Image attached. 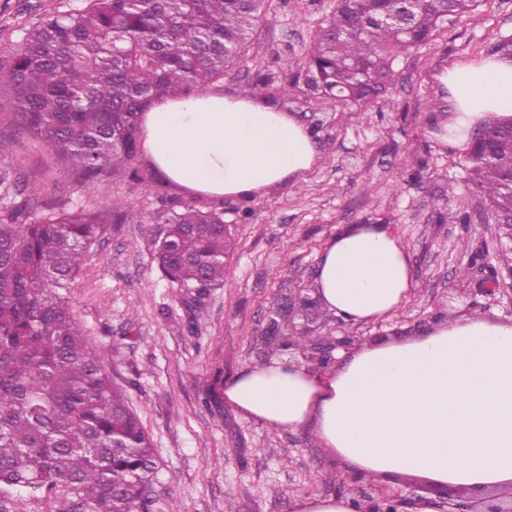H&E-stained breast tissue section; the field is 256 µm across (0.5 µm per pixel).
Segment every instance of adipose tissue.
<instances>
[{
  "mask_svg": "<svg viewBox=\"0 0 512 512\" xmlns=\"http://www.w3.org/2000/svg\"><path fill=\"white\" fill-rule=\"evenodd\" d=\"M442 81L454 101L443 140L462 146L487 114L512 118V59L488 57ZM143 124L158 169L212 197L301 180L317 160L310 129L248 96L164 98ZM313 286L323 312L348 325L399 313L416 290L408 251L384 224L333 234ZM340 358L326 371L277 355L230 380L224 397L266 427H310L368 479L419 478L470 494L512 485V323L443 318L420 338L366 341Z\"/></svg>",
  "mask_w": 512,
  "mask_h": 512,
  "instance_id": "adipose-tissue-1",
  "label": "adipose tissue"
}]
</instances>
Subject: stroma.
Masks as SVG:
<instances>
[{
	"label": "stroma",
	"instance_id": "obj_1",
	"mask_svg": "<svg viewBox=\"0 0 512 512\" xmlns=\"http://www.w3.org/2000/svg\"><path fill=\"white\" fill-rule=\"evenodd\" d=\"M85 0H0V53L47 14L82 8ZM336 0H265L243 58L215 90L247 95L257 74L273 84L299 69ZM512 36V0H480L425 45L400 56L386 94L339 105L302 94L273 96L316 138L318 159L299 182L286 181L250 198L192 195L167 199L123 175L84 183L42 143L17 129L13 99L0 89V211L113 212L102 238L63 294L114 386L123 390L159 455L151 512H293L312 494L354 497L364 479L322 448L311 429L273 430L224 398L244 369L266 363L262 337L275 305L312 285L316 255L346 224H387L402 239L417 283L397 315L362 326L325 322L324 333L358 341L408 339L431 328L445 296L461 289L458 316L512 320V250L471 187L467 150L434 131L453 103L442 75L481 61ZM369 181L372 191L360 190ZM224 212L237 246L223 282L198 290L170 281L155 261L164 215L181 202ZM468 213L448 224L446 207ZM468 269L460 280V269ZM501 289L477 291L489 275ZM0 512H91L70 490L48 496L0 486Z\"/></svg>",
	"mask_w": 512,
	"mask_h": 512
}]
</instances>
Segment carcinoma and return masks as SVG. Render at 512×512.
<instances>
[{"instance_id":"obj_1","label":"carcinoma","mask_w":512,"mask_h":512,"mask_svg":"<svg viewBox=\"0 0 512 512\" xmlns=\"http://www.w3.org/2000/svg\"><path fill=\"white\" fill-rule=\"evenodd\" d=\"M479 0H336L301 69L275 92L304 90L350 104L387 90L394 61ZM264 0H87L42 18L0 67L20 130L101 182L145 175L143 112L224 78L243 56ZM410 12L407 25L391 19ZM469 180L490 217H512V118L470 134ZM157 255L191 288L224 281L234 237L224 212L182 204ZM104 214L0 212V484L48 494L70 488L93 512H149L158 452L112 386L60 289L102 235Z\"/></svg>"}]
</instances>
